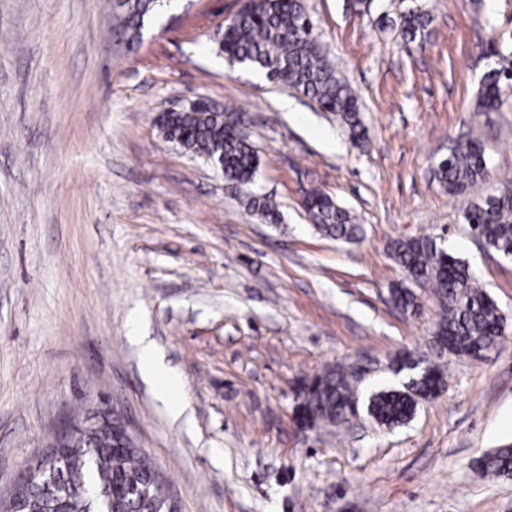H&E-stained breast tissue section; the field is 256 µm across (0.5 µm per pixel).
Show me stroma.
<instances>
[{
    "label": "stroma",
    "instance_id": "obj_1",
    "mask_svg": "<svg viewBox=\"0 0 512 512\" xmlns=\"http://www.w3.org/2000/svg\"><path fill=\"white\" fill-rule=\"evenodd\" d=\"M245 3L174 0L129 44L116 0H0V498L61 420L104 402L178 512H512V478L473 467L512 444V324L485 358L449 359L409 424L293 417L296 381L325 367L364 400L408 381L399 353L435 359L439 298L390 300L397 240L433 238L512 317V258L464 219L512 181V101L476 109L492 52L512 53V0H303L359 98L358 145L312 99L229 67L217 43ZM414 6L432 21L407 47ZM199 100L244 111L253 185L165 140L159 113ZM468 137L490 176L453 197L431 169ZM312 189L363 239L323 236L301 206ZM251 192L280 223L248 213ZM134 314L178 377L180 417L142 377Z\"/></svg>",
    "mask_w": 512,
    "mask_h": 512
}]
</instances>
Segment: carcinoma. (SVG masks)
Returning <instances> with one entry per match:
<instances>
[{"label": "carcinoma", "mask_w": 512, "mask_h": 512, "mask_svg": "<svg viewBox=\"0 0 512 512\" xmlns=\"http://www.w3.org/2000/svg\"><path fill=\"white\" fill-rule=\"evenodd\" d=\"M122 9L119 27L137 36L144 19L162 8L161 0H118ZM428 15L410 10L400 16L403 38L414 42L422 36ZM221 49L230 59L255 69L273 84H282L312 98L325 112H333L353 141L366 130L359 116L358 98L348 80L329 61L316 38L302 0H247L243 9L224 25ZM512 95V55L497 54L484 74L479 106L489 112L500 109ZM239 109L190 108L167 112L157 118L165 138L206 162L216 165L224 178L249 185L260 164L257 151L236 118ZM434 178L452 195L463 193L489 176L482 144L459 139L449 148L448 159L433 168ZM315 227L336 240L351 241L363 232L349 211L330 195L311 190L304 201ZM245 208L268 224L280 221L276 205L261 196L249 195ZM465 221L496 250H512V190L473 203ZM392 256L412 281L432 288L442 300L435 324L434 343L442 352L484 357L507 323L503 311L470 275L466 264L446 253L428 237L398 240ZM394 304L416 310L414 292L403 285L391 289ZM412 371L409 384L401 389L379 390L366 404L369 416L386 426L409 421L422 400L436 396L444 386L442 365L419 367L405 354L398 371ZM301 399L300 412L312 428L344 424L358 409V398L349 376L338 367H326L303 379L295 389ZM119 419H114L112 437L102 434L68 448L67 470L50 488L37 483L25 486L35 512H84L95 498L112 499V512H159L152 500L138 497L135 489L156 479V472L139 448H123ZM479 468L496 477L512 476V445L486 453Z\"/></svg>", "instance_id": "1"}]
</instances>
